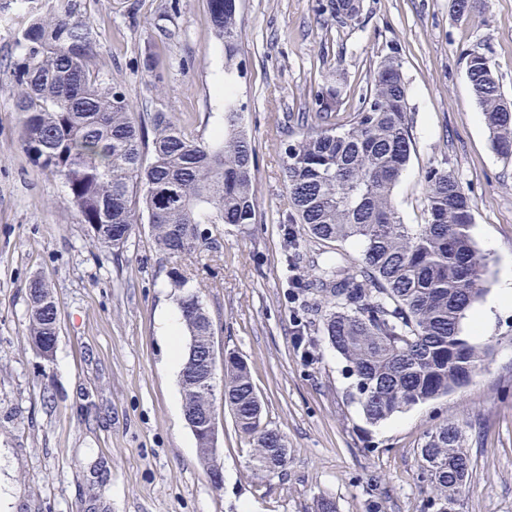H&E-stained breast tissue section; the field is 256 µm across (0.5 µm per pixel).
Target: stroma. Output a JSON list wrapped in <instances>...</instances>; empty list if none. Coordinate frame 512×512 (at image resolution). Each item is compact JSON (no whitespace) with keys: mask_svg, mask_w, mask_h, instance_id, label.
<instances>
[{"mask_svg":"<svg viewBox=\"0 0 512 512\" xmlns=\"http://www.w3.org/2000/svg\"><path fill=\"white\" fill-rule=\"evenodd\" d=\"M327 2L237 0L242 42L229 67L209 0H80L101 33L103 73L138 108L162 104L186 134L210 142L234 104L256 150L257 222L247 232L200 225L212 247L192 284L216 351L247 361L263 422L284 436L290 459L280 474L255 476L252 440L218 410L217 489L160 333L178 310L176 262L146 224L122 250L100 247L61 184L23 150L15 35L29 16L22 0H0V512H314L322 497L337 512H422L420 447L449 419L470 428L473 470L458 512H512V305L475 336L491 353L466 386L367 423L344 360L320 337L322 311L289 282L312 261L350 265L358 248L305 241L303 262L287 270L285 237L304 230L289 221L281 176L286 130L311 111L318 86L339 78L336 121L345 123L380 60L399 49L414 150L395 205L404 223H423L426 170H452L474 199L471 233L494 297L512 264V159L491 147L465 54L489 56L512 101V0H482L463 18L451 0H360L358 16L342 23ZM151 51L155 77L144 68ZM38 274L60 310L48 359L29 341L27 288Z\"/></svg>","mask_w":512,"mask_h":512,"instance_id":"35a3bbf8","label":"stroma"}]
</instances>
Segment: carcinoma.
<instances>
[{
  "label": "carcinoma",
  "instance_id": "1",
  "mask_svg": "<svg viewBox=\"0 0 512 512\" xmlns=\"http://www.w3.org/2000/svg\"><path fill=\"white\" fill-rule=\"evenodd\" d=\"M210 23L224 42L227 64L238 54L236 0H210ZM16 45L15 110L20 139L43 171L57 179L79 223L98 244L121 249L136 224H151L157 246L182 261L202 252L201 224L241 229L257 223L255 148L230 105L215 142L188 137L163 107L147 114L152 140L131 117L122 85L104 77L98 27L76 0L20 29ZM466 75L490 135L492 149L512 158V102L484 53L466 54ZM341 92L324 84L314 112L302 117L284 148L282 175L290 216L315 241L353 242L348 266L311 265L307 286L325 306L323 339L346 363L354 396L371 424L435 400L466 385L490 348L462 335V321L486 292L488 260L470 234L473 199L455 173L431 167L424 175L426 220L405 224L393 192L408 165L413 137L407 88L397 49L383 57L370 88L346 124L334 122ZM187 335L180 372L183 409L215 408L233 415L254 442L251 470L270 476L288 463L284 437L262 423V402L247 362L224 359L222 384L208 376L212 321L195 311L193 273H171ZM29 340L53 352L59 309L41 277L29 282ZM467 432L447 422L420 448V479L430 493L424 512H457L466 494ZM208 475L219 466L205 437L196 438Z\"/></svg>",
  "mask_w": 512,
  "mask_h": 512
}]
</instances>
